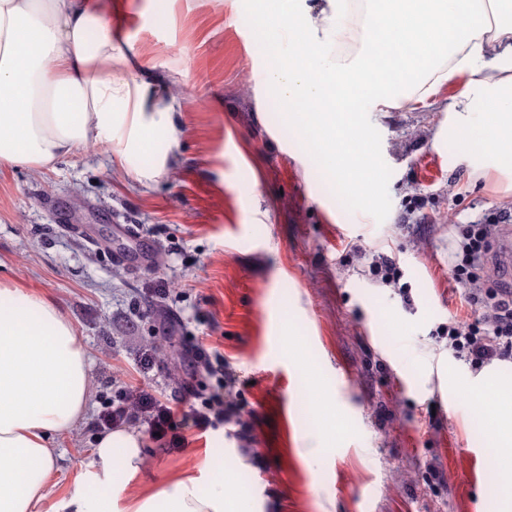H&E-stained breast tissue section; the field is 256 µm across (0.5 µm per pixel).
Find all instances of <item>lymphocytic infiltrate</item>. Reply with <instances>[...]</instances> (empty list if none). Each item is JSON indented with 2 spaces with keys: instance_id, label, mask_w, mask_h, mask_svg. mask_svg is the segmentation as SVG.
Returning a JSON list of instances; mask_svg holds the SVG:
<instances>
[{
  "instance_id": "f902f5d3",
  "label": "lymphocytic infiltrate",
  "mask_w": 512,
  "mask_h": 512,
  "mask_svg": "<svg viewBox=\"0 0 512 512\" xmlns=\"http://www.w3.org/2000/svg\"><path fill=\"white\" fill-rule=\"evenodd\" d=\"M497 228L494 222L457 228L458 249L452 272L465 290L474 318L469 323L449 320L442 334L454 357L475 371L497 361L512 360V282L487 288L478 277L489 260V240ZM196 363L202 375L214 378L216 388L205 398L203 411L193 412L194 421L205 427L235 425L234 436L242 451L254 453L257 439L234 392L235 372L223 356L202 350L196 353Z\"/></svg>"
}]
</instances>
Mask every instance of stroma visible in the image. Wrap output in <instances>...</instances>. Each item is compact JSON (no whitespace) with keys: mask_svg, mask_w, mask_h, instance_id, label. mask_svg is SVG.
<instances>
[{"mask_svg":"<svg viewBox=\"0 0 512 512\" xmlns=\"http://www.w3.org/2000/svg\"><path fill=\"white\" fill-rule=\"evenodd\" d=\"M112 22L130 74L177 97L165 163L143 154L132 173L103 145L0 168V279L59 306L92 359L93 404L57 440L43 512L81 484L104 414L133 399L145 444L126 499L219 456L225 498L249 491L253 512H512L469 393L484 374L435 346L448 318H472L449 272L456 225L512 213V194L434 144L463 76L435 107L361 104L381 174L372 203H353L280 112L249 0H116ZM360 244L397 258L398 287L370 274ZM200 348L238 375L257 456L229 425L177 418L155 433L156 403L209 394Z\"/></svg>","mask_w":512,"mask_h":512,"instance_id":"35a3bbf8","label":"stroma"}]
</instances>
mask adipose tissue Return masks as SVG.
<instances>
[{
    "mask_svg": "<svg viewBox=\"0 0 512 512\" xmlns=\"http://www.w3.org/2000/svg\"><path fill=\"white\" fill-rule=\"evenodd\" d=\"M277 63L268 81L279 99L300 102L326 176L350 190L373 181L358 169L367 145L357 112H385L414 83L417 101L453 76L466 81L446 105L459 161L502 159L512 192V0H259ZM112 0H0V166L39 171L78 150L116 144L123 168L156 144L179 143L177 98L167 87L128 79L129 60L112 39ZM494 404L496 445L512 451V387L476 385ZM91 362L74 325L50 300L0 281V512H42L52 493L58 436L84 419ZM140 433L100 436L83 490L57 512H249L224 497V466L200 487L186 477L119 504L138 470Z\"/></svg>",
    "mask_w": 512,
    "mask_h": 512,
    "instance_id": "obj_1",
    "label": "adipose tissue"
}]
</instances>
